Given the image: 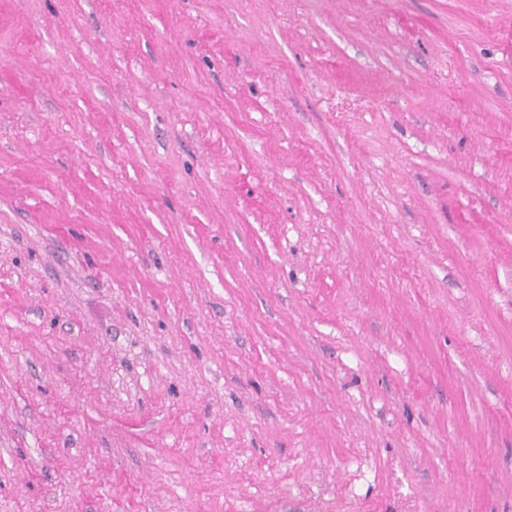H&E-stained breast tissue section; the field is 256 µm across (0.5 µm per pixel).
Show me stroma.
Masks as SVG:
<instances>
[{"label": "stroma", "instance_id": "1", "mask_svg": "<svg viewBox=\"0 0 512 512\" xmlns=\"http://www.w3.org/2000/svg\"><path fill=\"white\" fill-rule=\"evenodd\" d=\"M0 512H512V0H0Z\"/></svg>", "mask_w": 512, "mask_h": 512}]
</instances>
